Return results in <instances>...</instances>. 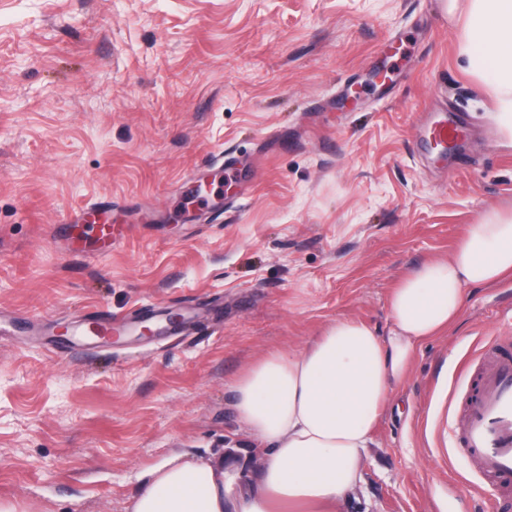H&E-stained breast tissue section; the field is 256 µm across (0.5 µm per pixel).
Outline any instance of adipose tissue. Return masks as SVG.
<instances>
[{"label":"adipose tissue","instance_id":"1","mask_svg":"<svg viewBox=\"0 0 512 512\" xmlns=\"http://www.w3.org/2000/svg\"><path fill=\"white\" fill-rule=\"evenodd\" d=\"M460 54L502 97L512 131V0H470ZM512 275V214L484 212L448 257L404 276L389 335L346 317L299 350L267 351L233 384L263 457L254 474L188 454L147 473L132 512H343L363 481L371 435L424 342L457 322L470 286Z\"/></svg>","mask_w":512,"mask_h":512}]
</instances>
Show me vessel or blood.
Returning a JSON list of instances; mask_svg holds the SVG:
<instances>
[{
	"label": "vessel or blood",
	"instance_id": "b4317fda",
	"mask_svg": "<svg viewBox=\"0 0 512 512\" xmlns=\"http://www.w3.org/2000/svg\"><path fill=\"white\" fill-rule=\"evenodd\" d=\"M463 130L460 119H435L426 128L431 140L447 142L456 139ZM87 209L72 210L65 218L74 230L91 226L92 234L86 249L94 255L110 250L123 233L122 225L102 219L87 224ZM126 323L103 320L87 326H76L74 335L105 337L126 332ZM482 348L493 358L488 373L481 375L476 393L465 412L464 429L456 441L457 448L476 461L479 469L491 480L512 481V354L499 352L496 339H487Z\"/></svg>",
	"mask_w": 512,
	"mask_h": 512
}]
</instances>
